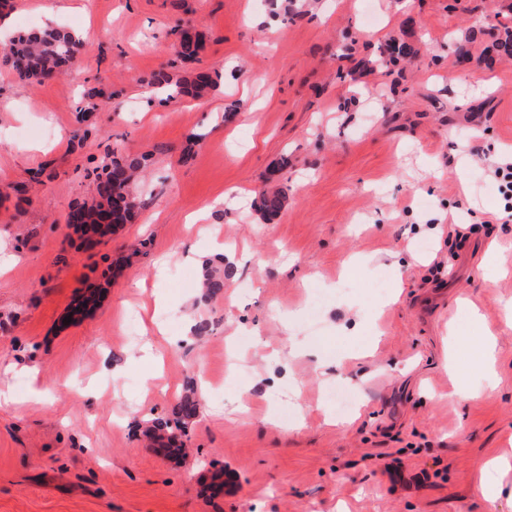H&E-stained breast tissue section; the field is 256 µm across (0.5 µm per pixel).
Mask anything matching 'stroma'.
Returning <instances> with one entry per match:
<instances>
[{
  "instance_id": "obj_1",
  "label": "stroma",
  "mask_w": 512,
  "mask_h": 512,
  "mask_svg": "<svg viewBox=\"0 0 512 512\" xmlns=\"http://www.w3.org/2000/svg\"><path fill=\"white\" fill-rule=\"evenodd\" d=\"M63 2L12 0L11 22L58 13L89 46L71 74L0 68V512H512V471L492 500L479 469L512 450V222L488 171L512 155V59L454 53L489 50L512 0ZM178 24L202 37L194 59ZM392 41L418 51L396 85ZM161 70L216 85L143 111ZM115 152L151 154L142 206L90 249L68 215ZM273 186L288 201L267 220ZM207 204L214 239L190 222ZM222 256L236 275L202 299ZM454 323L496 339L476 401L444 366ZM148 343L153 372L135 363ZM190 382L208 404L169 457L142 423ZM335 382L355 396L342 419ZM493 388L494 385L490 380H486L485 383L473 384L465 377H460L455 394L461 401H469L479 399Z\"/></svg>"
}]
</instances>
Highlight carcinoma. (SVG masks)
<instances>
[{
    "instance_id": "cac0c4a2",
    "label": "carcinoma",
    "mask_w": 512,
    "mask_h": 512,
    "mask_svg": "<svg viewBox=\"0 0 512 512\" xmlns=\"http://www.w3.org/2000/svg\"><path fill=\"white\" fill-rule=\"evenodd\" d=\"M171 32L175 36L173 47L178 55L191 57L196 54L183 28L175 26ZM87 51V44L75 37L69 29L62 26L50 27L12 37L9 46L0 49V66L8 68L21 80H54L63 77ZM493 52L500 59H512V30L495 35ZM151 85L165 91L170 97H201L214 87V81L203 74L191 81H175L161 71L153 76ZM147 166L148 156L143 154L112 155L110 163L99 171H93L95 196L91 201L77 205L68 219H80L85 224H95L103 213L112 210L113 203L119 202L123 209L116 211V221L119 224L127 223L134 217L140 205L137 197L130 192V184ZM285 201L283 190H268L260 197V210L268 217L273 216L282 209ZM227 280L226 265L205 269L202 279L204 297L209 298L223 291ZM198 413L199 403L186 395L175 410V423L183 425L185 420L196 418ZM170 433V420L157 417L147 421L145 434L148 437L159 441L166 439L168 444L173 445L175 441L170 439Z\"/></svg>"
}]
</instances>
